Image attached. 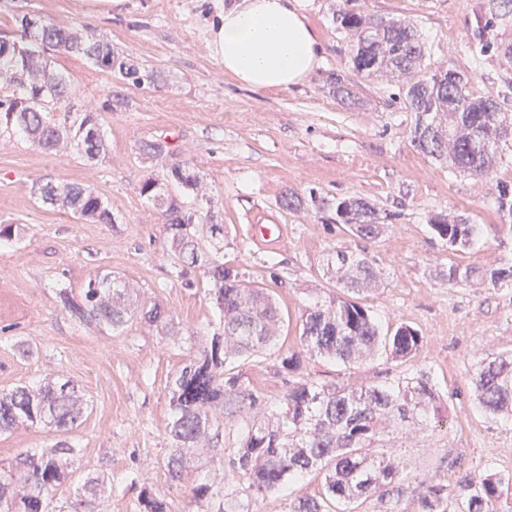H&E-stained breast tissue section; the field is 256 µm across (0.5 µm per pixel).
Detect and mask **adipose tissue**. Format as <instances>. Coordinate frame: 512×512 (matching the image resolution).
Segmentation results:
<instances>
[{"mask_svg":"<svg viewBox=\"0 0 512 512\" xmlns=\"http://www.w3.org/2000/svg\"><path fill=\"white\" fill-rule=\"evenodd\" d=\"M300 0H234L211 26L207 46L226 74L258 90H286L319 68L322 43Z\"/></svg>","mask_w":512,"mask_h":512,"instance_id":"adipose-tissue-1","label":"adipose tissue"}]
</instances>
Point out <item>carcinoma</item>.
I'll return each mask as SVG.
<instances>
[{
  "instance_id": "cac0c4a2",
  "label": "carcinoma",
  "mask_w": 512,
  "mask_h": 512,
  "mask_svg": "<svg viewBox=\"0 0 512 512\" xmlns=\"http://www.w3.org/2000/svg\"><path fill=\"white\" fill-rule=\"evenodd\" d=\"M15 21L20 39L0 36V138L22 136L51 154L76 150L89 158L100 156L104 139L93 113L56 118V105L72 93L74 79L66 71L50 69L46 53L80 57L135 86L155 76L141 73L86 25L39 17L31 23L25 14L15 16ZM336 21L351 38L357 71L402 80L407 108L417 113L412 143L418 150L460 174L483 178L493 173L502 147L512 140L511 113L501 111L493 99L470 94L467 79L458 71L422 68L425 43L413 24L344 7L337 10ZM169 172L171 180L200 193L207 205L215 203L204 193L201 171L175 159ZM141 192L163 207L164 229L180 260L178 275L184 285L196 287L198 274L206 278L221 314L202 350L171 382V454L166 463L171 483L182 481L184 450L202 444L213 449V477L226 468L239 476L229 512H239L243 497L256 501L286 486L293 489L288 512H332L336 504L349 505L384 488L399 490L402 470L391 456L369 449L391 429L402 431L417 424L423 431H434L447 422L430 374L420 370L360 387L302 380L267 406L260 392L235 371V361L267 350L282 322L279 307L266 289L246 283L237 270L212 255L199 235L196 211L173 197L167 184L149 178ZM41 196L77 219L88 213L93 222L112 223L111 212L89 187L48 181L41 186ZM312 203L319 210H334L336 223L361 239L378 238L395 217L360 196ZM430 224L453 251L471 248L480 234L479 225L462 214H436ZM327 272L347 293H368L383 284L380 270L365 252L334 250ZM436 276L450 285L479 281L501 288L512 285V263L490 269L451 263ZM60 301L81 323L120 328L132 319L126 283L109 273L89 281L79 300L68 289H60ZM300 343L312 356L350 366L379 352L406 361L416 356L422 336L403 324L385 333L367 307L336 295L310 307L301 321ZM472 381L485 415L511 423L512 356L490 353L479 358ZM78 402L77 385L71 380L1 391L0 431L41 424L73 430L81 414ZM244 412L252 417L244 421L232 448H224L223 426ZM75 455L67 442L41 453L19 452L10 465L0 467V512H52L50 505L74 467ZM312 472L323 474L319 498L297 489ZM105 489V477L88 478L75 503L58 512H98L97 499ZM425 507L429 512H512V473H469L450 502L442 489L432 486ZM138 512H168V505L145 489L138 498Z\"/></svg>"
}]
</instances>
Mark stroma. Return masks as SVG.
<instances>
[{
    "label": "stroma",
    "instance_id": "obj_1",
    "mask_svg": "<svg viewBox=\"0 0 512 512\" xmlns=\"http://www.w3.org/2000/svg\"><path fill=\"white\" fill-rule=\"evenodd\" d=\"M227 2L124 0L120 11L93 14L84 0H11L0 9V33L13 34L14 16L23 11L85 23L115 53L158 76L135 86L84 59L50 53V69H68L76 85L58 113L96 112L104 152L94 159L75 151L54 156L23 139H0V221L19 228L18 240L0 244V390L49 379L78 386L88 407L67 439L78 450L80 476L107 472L104 512H137L145 488L166 498L172 512H196L192 490L210 481V465L204 451H195L182 485L169 481V382L205 344L218 313L206 282L188 288L177 277L161 211L141 192L147 179L167 181L176 157L205 173L217 202L206 205L177 186L172 195L198 209L201 223L223 225L219 260L267 288L284 315L274 348L242 366L255 389L277 401L302 379L359 386L425 370L440 392L448 431L412 427L392 451L406 481L398 492L359 500L353 512H426L428 485L451 490L474 471L512 472V425L479 410L471 380L482 353H512V288L451 287L436 276L451 263L490 268L512 259V215L497 206L499 186L512 187V141L486 179L421 153L411 141L416 115L403 103L400 82L357 72L349 38L334 20L343 4L410 21L426 42L429 69L458 70L470 93L512 113V65L502 55L512 45V12L503 13L499 0H303L322 40V67L303 85L253 90L225 74L207 47L208 27ZM336 74L355 101L334 94ZM154 140L166 142L167 154H142L141 145ZM48 180L94 188L111 223L44 205L34 187ZM289 189L306 199L361 196L395 219L377 239L362 240L335 224L333 211L282 208ZM441 211L483 225L478 244L449 250L428 223ZM332 248L373 256L385 281L363 303L381 326L406 324L422 334L411 361L379 355L346 367L303 354L302 319L337 292L325 273ZM105 273L125 279L145 306L164 309L176 334L138 318L119 329L76 321L59 300L60 288L78 297ZM285 353L300 354L299 371L281 368ZM59 438L44 426L1 433L0 463Z\"/></svg>",
    "mask_w": 512,
    "mask_h": 512
}]
</instances>
